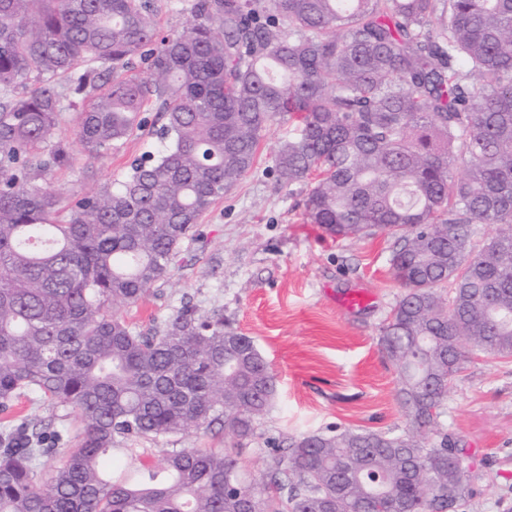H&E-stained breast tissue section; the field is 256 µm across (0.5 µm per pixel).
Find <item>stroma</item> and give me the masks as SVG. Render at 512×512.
<instances>
[{
  "instance_id": "1",
  "label": "stroma",
  "mask_w": 512,
  "mask_h": 512,
  "mask_svg": "<svg viewBox=\"0 0 512 512\" xmlns=\"http://www.w3.org/2000/svg\"><path fill=\"white\" fill-rule=\"evenodd\" d=\"M77 122L67 111L59 131L77 161L51 177L68 195L122 178L133 158L159 146L161 122L150 112L141 131L89 164L79 157ZM288 127L285 119L269 127L253 168L202 217L171 275L121 310L145 332L189 300L223 309L225 321L252 338L278 383L274 405L238 449L240 467L254 476L272 448L305 434L352 428L399 435L409 427L397 401V370L379 346L402 293L390 270L394 240L382 233L336 238L306 223V185L281 184L274 172ZM358 291L369 294V304L344 308L343 298ZM15 415L72 437L79 430L71 410L31 395L16 401ZM439 422L467 450L475 494L465 512H512V357L471 352Z\"/></svg>"
}]
</instances>
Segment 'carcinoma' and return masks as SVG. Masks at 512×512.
I'll use <instances>...</instances> for the list:
<instances>
[{"label":"carcinoma","instance_id":"cac0c4a2","mask_svg":"<svg viewBox=\"0 0 512 512\" xmlns=\"http://www.w3.org/2000/svg\"><path fill=\"white\" fill-rule=\"evenodd\" d=\"M157 12L0 0V410L32 394L80 424L71 447L27 421L0 434V512H464L466 452L437 419L466 348L512 356V0H191L163 36ZM70 109L89 162L150 110L161 147L67 201L42 181L76 162ZM294 113L275 167L309 184L307 221L395 239L404 294L379 345L409 428L303 435L253 478L235 448L278 392L254 342L220 309L185 302L145 335L112 304L171 273ZM478 224L495 226L480 246ZM216 427L224 448L157 463L118 447Z\"/></svg>","mask_w":512,"mask_h":512}]
</instances>
